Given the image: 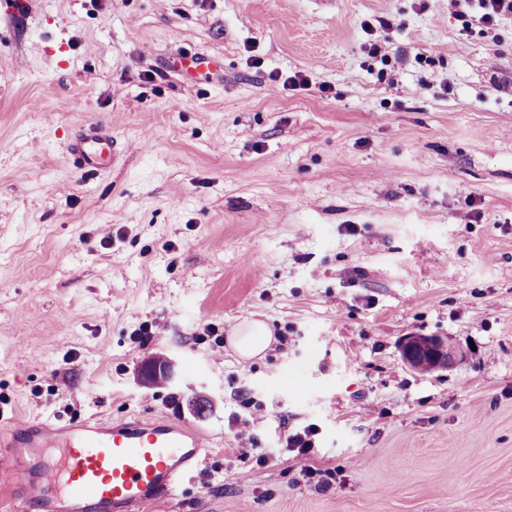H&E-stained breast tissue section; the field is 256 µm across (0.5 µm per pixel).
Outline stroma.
<instances>
[{
	"instance_id": "35a3bbf8",
	"label": "stroma",
	"mask_w": 512,
	"mask_h": 512,
	"mask_svg": "<svg viewBox=\"0 0 512 512\" xmlns=\"http://www.w3.org/2000/svg\"><path fill=\"white\" fill-rule=\"evenodd\" d=\"M94 121L127 148L86 176L66 142ZM247 319L272 340L244 361ZM411 334L466 357L413 372ZM160 357L178 387L145 383ZM122 414L212 443L148 512H512V18L489 30L448 0L0 12V416ZM312 423L308 462L344 471L325 491L282 446ZM245 436L258 456L238 457Z\"/></svg>"
}]
</instances>
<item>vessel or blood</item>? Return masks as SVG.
<instances>
[{"label": "vessel or blood", "instance_id": "vessel-or-blood-1", "mask_svg": "<svg viewBox=\"0 0 512 512\" xmlns=\"http://www.w3.org/2000/svg\"><path fill=\"white\" fill-rule=\"evenodd\" d=\"M121 149L111 127L89 123L70 139L77 170L98 175ZM204 435L164 416L89 419L66 426L13 422L0 435L10 497L22 512H147L206 462Z\"/></svg>", "mask_w": 512, "mask_h": 512}]
</instances>
